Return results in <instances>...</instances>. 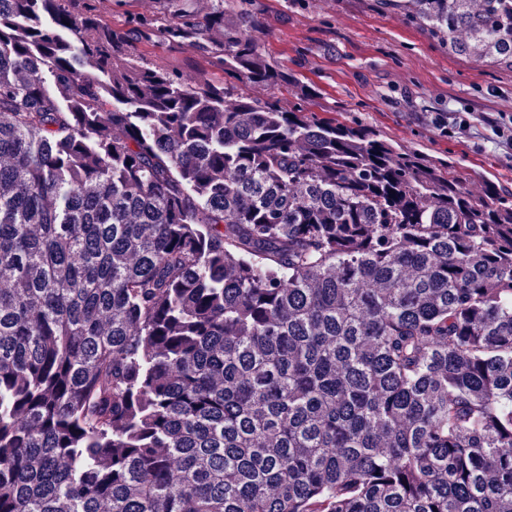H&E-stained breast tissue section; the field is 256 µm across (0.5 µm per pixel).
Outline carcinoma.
I'll return each mask as SVG.
<instances>
[{
  "label": "carcinoma",
  "mask_w": 512,
  "mask_h": 512,
  "mask_svg": "<svg viewBox=\"0 0 512 512\" xmlns=\"http://www.w3.org/2000/svg\"><path fill=\"white\" fill-rule=\"evenodd\" d=\"M401 1L512 69V0ZM97 2L0 0V512H512V191L118 73ZM147 25L298 84L224 0Z\"/></svg>",
  "instance_id": "1"
}]
</instances>
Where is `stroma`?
Returning <instances> with one entry per match:
<instances>
[{
    "mask_svg": "<svg viewBox=\"0 0 512 512\" xmlns=\"http://www.w3.org/2000/svg\"><path fill=\"white\" fill-rule=\"evenodd\" d=\"M247 9L252 31L271 65L296 74L294 87L253 84L257 99L277 98L341 122L361 121L405 148L453 158L467 174L495 178L512 190V151L491 141L489 102L512 88V69L494 68L447 47L401 12L378 0H226V16ZM100 15L114 32L130 35L133 58L193 84L224 78L222 56L173 44L158 32L131 35L141 15L160 14L159 0H101ZM471 112L470 126L448 137L436 119L448 108Z\"/></svg>",
    "mask_w": 512,
    "mask_h": 512,
    "instance_id": "35a3bbf8",
    "label": "stroma"
}]
</instances>
